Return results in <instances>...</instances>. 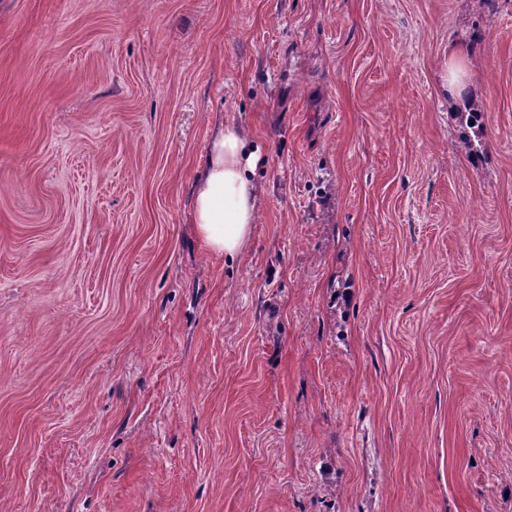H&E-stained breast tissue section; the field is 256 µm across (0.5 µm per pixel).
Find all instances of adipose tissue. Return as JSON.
I'll use <instances>...</instances> for the list:
<instances>
[{
    "label": "adipose tissue",
    "instance_id": "adipose-tissue-1",
    "mask_svg": "<svg viewBox=\"0 0 512 512\" xmlns=\"http://www.w3.org/2000/svg\"><path fill=\"white\" fill-rule=\"evenodd\" d=\"M259 145L238 124L217 127L201 159L190 209L207 250L229 259L248 242L257 216Z\"/></svg>",
    "mask_w": 512,
    "mask_h": 512
}]
</instances>
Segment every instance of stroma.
I'll list each match as a JSON object with an SVG mask.
<instances>
[{
  "instance_id": "1",
  "label": "stroma",
  "mask_w": 512,
  "mask_h": 512,
  "mask_svg": "<svg viewBox=\"0 0 512 512\" xmlns=\"http://www.w3.org/2000/svg\"><path fill=\"white\" fill-rule=\"evenodd\" d=\"M0 512H512V0H0ZM465 61V57L461 53L455 50L448 52V65L445 69V86L455 89L458 95H460L465 87ZM262 158L259 145L238 124L217 127L199 165L190 209L192 224L207 250L233 260L248 242L256 222Z\"/></svg>"
}]
</instances>
